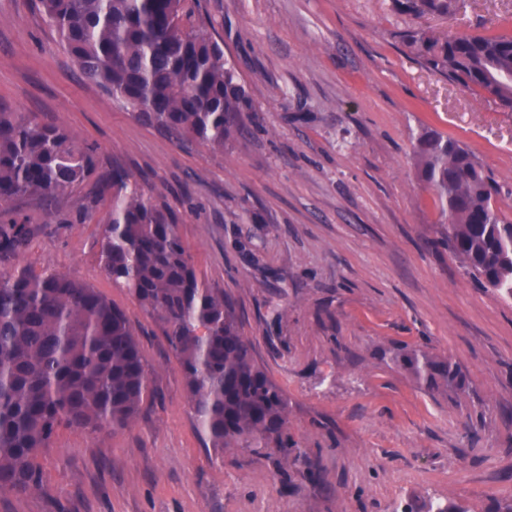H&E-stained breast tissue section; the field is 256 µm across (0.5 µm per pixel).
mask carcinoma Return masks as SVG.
Masks as SVG:
<instances>
[{
    "label": "carcinoma",
    "mask_w": 512,
    "mask_h": 512,
    "mask_svg": "<svg viewBox=\"0 0 512 512\" xmlns=\"http://www.w3.org/2000/svg\"><path fill=\"white\" fill-rule=\"evenodd\" d=\"M83 78L172 139L222 151L242 135L249 99L224 50L200 20L199 0H39ZM407 15L446 16L463 4L395 0ZM430 71L512 109V35L424 29L403 35ZM419 178L445 225L442 244L483 286L512 300V221L477 156L436 129L417 139ZM93 157L35 112L0 107V206L18 197L53 211ZM112 212L100 257L112 283L159 323L184 377L205 444L288 446V398L256 361L224 290L202 279L175 215L127 171H112ZM26 224L0 222V491L40 485L35 457L62 426L123 429L153 397L139 341L123 309L62 273L7 269ZM403 365L431 387L461 383L457 364L421 350Z\"/></svg>",
    "instance_id": "carcinoma-1"
}]
</instances>
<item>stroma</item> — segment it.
Listing matches in <instances>:
<instances>
[{
    "label": "stroma",
    "mask_w": 512,
    "mask_h": 512,
    "mask_svg": "<svg viewBox=\"0 0 512 512\" xmlns=\"http://www.w3.org/2000/svg\"><path fill=\"white\" fill-rule=\"evenodd\" d=\"M249 96L244 134L216 152L138 122L84 80L38 0H0V107L37 112L87 147L94 169L29 225L11 264L54 270L126 312L154 394L125 429L63 427L41 487L0 512H468L512 506V300L438 246L439 210L415 146L436 128L474 152L512 219V111L422 66L402 42L512 30V0L414 17L394 0H200ZM120 164L177 216L199 275L224 289L259 364L286 393L288 440L204 445L158 324L100 262ZM457 362L461 388L424 387L398 355Z\"/></svg>",
    "instance_id": "stroma-1"
}]
</instances>
